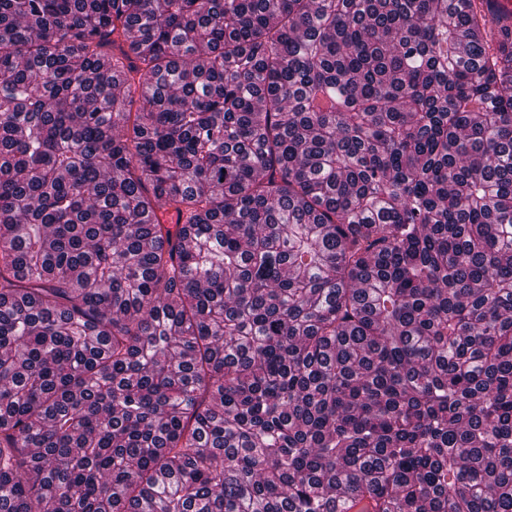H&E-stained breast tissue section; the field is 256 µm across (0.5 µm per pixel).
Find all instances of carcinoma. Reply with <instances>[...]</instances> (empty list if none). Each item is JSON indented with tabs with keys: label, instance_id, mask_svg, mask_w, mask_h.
<instances>
[{
	"label": "carcinoma",
	"instance_id": "carcinoma-1",
	"mask_svg": "<svg viewBox=\"0 0 512 512\" xmlns=\"http://www.w3.org/2000/svg\"><path fill=\"white\" fill-rule=\"evenodd\" d=\"M512 512L496 0H0V512Z\"/></svg>",
	"mask_w": 512,
	"mask_h": 512
}]
</instances>
